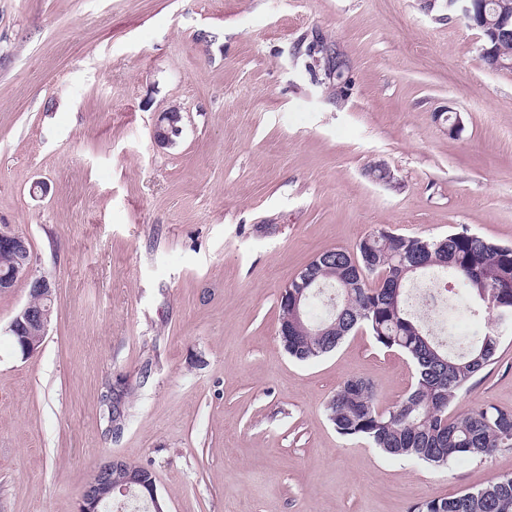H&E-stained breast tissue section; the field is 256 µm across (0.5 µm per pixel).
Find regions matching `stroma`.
<instances>
[{
    "mask_svg": "<svg viewBox=\"0 0 512 512\" xmlns=\"http://www.w3.org/2000/svg\"><path fill=\"white\" fill-rule=\"evenodd\" d=\"M316 34L350 64L342 100L302 64ZM1 226L54 295L25 358L7 326L28 286L0 292V512H78L115 456L167 512H411L512 475V450L434 469L339 435L344 381L386 410L413 365L364 328L310 362L278 335L283 287L324 250L381 228L512 244V71L446 0H0ZM487 405L512 411L508 330L453 409ZM181 121L182 115L180 108L171 107L170 109L163 111L154 127V140L160 145H174L175 138H177L182 132V128L179 125Z\"/></svg>",
    "mask_w": 512,
    "mask_h": 512,
    "instance_id": "obj_1",
    "label": "stroma"
}]
</instances>
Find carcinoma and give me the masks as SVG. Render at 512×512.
<instances>
[{
  "mask_svg": "<svg viewBox=\"0 0 512 512\" xmlns=\"http://www.w3.org/2000/svg\"><path fill=\"white\" fill-rule=\"evenodd\" d=\"M305 69L320 62L336 69L326 44L312 41ZM417 273L451 278L473 314L486 313L491 325L481 335L447 341L435 334L410 302L407 275L391 288L390 275L402 265ZM319 285L307 290L303 320L310 336H290L283 344L289 356L313 361L333 352L358 327L377 343L402 352L414 365L411 392L381 411L373 384L347 380L326 406L328 419L347 438H363L386 455L445 468L458 456L486 459L512 449V412L494 406L468 410L450 418L448 408L496 356L499 330L512 328V245L494 242L463 228L438 240L396 235L384 229L361 239L356 250H336V260L318 268ZM413 512H512V476L453 497H431Z\"/></svg>",
  "mask_w": 512,
  "mask_h": 512,
  "instance_id": "1",
  "label": "carcinoma"
}]
</instances>
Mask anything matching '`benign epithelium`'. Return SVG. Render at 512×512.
I'll return each mask as SVG.
<instances>
[{"instance_id":"obj_1","label":"benign epithelium","mask_w":512,"mask_h":512,"mask_svg":"<svg viewBox=\"0 0 512 512\" xmlns=\"http://www.w3.org/2000/svg\"><path fill=\"white\" fill-rule=\"evenodd\" d=\"M479 0H448V12L467 23L486 36L481 45V58L492 68L501 69L505 62L495 46L499 33L512 26V3L499 0L496 18L490 20L485 11L478 6ZM180 108L172 107L161 113L155 124L154 140L164 146L175 144L182 128ZM29 239L9 228L0 230V291L7 292L17 281L24 280L29 287V299L11 319L8 332L15 335L27 329L37 330L46 335L50 324L49 306L43 301L53 297V284L44 276L33 273V259L29 254ZM314 283L311 273L301 274V280L294 281L295 290L283 289L281 297L291 298L294 320L283 323L279 328L281 336H302L307 328L301 320V308L306 297L307 288ZM133 491L142 495L153 512H166L165 503L157 492L154 478L143 471L127 470L122 465V458L115 456L99 467L98 479L85 486L79 512H102L119 494Z\"/></svg>"}]
</instances>
